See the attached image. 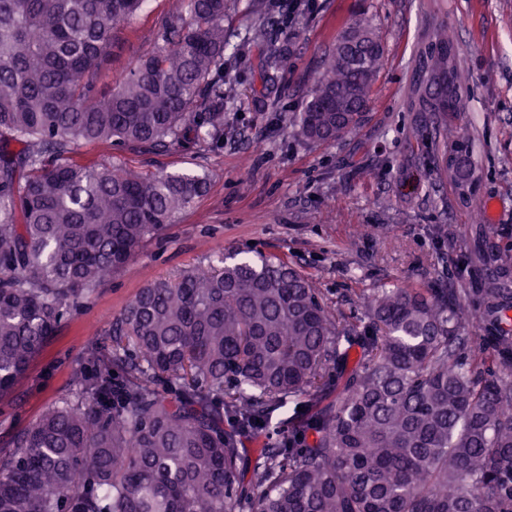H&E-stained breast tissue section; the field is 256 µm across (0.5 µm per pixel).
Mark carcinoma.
Instances as JSON below:
<instances>
[{
    "mask_svg": "<svg viewBox=\"0 0 512 512\" xmlns=\"http://www.w3.org/2000/svg\"><path fill=\"white\" fill-rule=\"evenodd\" d=\"M144 0H0V399L50 336L207 189L142 175L102 141L224 148L228 0H177L153 49L99 86ZM259 19L248 41L284 49ZM384 55L355 19L290 117L333 144L358 131ZM417 111L465 196L477 162L453 123L466 78L448 26L419 62ZM478 288L395 285L335 312L276 256L157 280L90 343L93 374L12 437L0 512H512V257L472 229ZM478 298L477 336L459 315ZM112 344H107V339ZM263 439L252 458L245 444Z\"/></svg>",
    "mask_w": 512,
    "mask_h": 512,
    "instance_id": "obj_1",
    "label": "carcinoma"
}]
</instances>
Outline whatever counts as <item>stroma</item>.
<instances>
[{
  "label": "stroma",
  "instance_id": "stroma-1",
  "mask_svg": "<svg viewBox=\"0 0 512 512\" xmlns=\"http://www.w3.org/2000/svg\"><path fill=\"white\" fill-rule=\"evenodd\" d=\"M284 0H231L224 34L239 45L257 17L269 16L286 49L266 68L248 47L224 74V149L199 156L173 146L158 152L83 144L78 161L117 156L142 173L206 177L207 193L146 241L132 260L74 311L31 362L14 396L0 401V449L17 428L73 388L88 344L148 283L222 254H275L311 276L345 317L361 315V293L396 282L437 280L474 287L473 205L493 199L486 225L495 249L512 255V0H313L282 24ZM174 0H147L121 26L100 84L122 82L148 52ZM368 20L385 47L362 127L333 145L299 137L288 116L300 111L322 55L355 18ZM447 22L469 92L458 122L478 146L481 174L472 203L435 173L432 131H417L414 84L433 26Z\"/></svg>",
  "mask_w": 512,
  "mask_h": 512
}]
</instances>
